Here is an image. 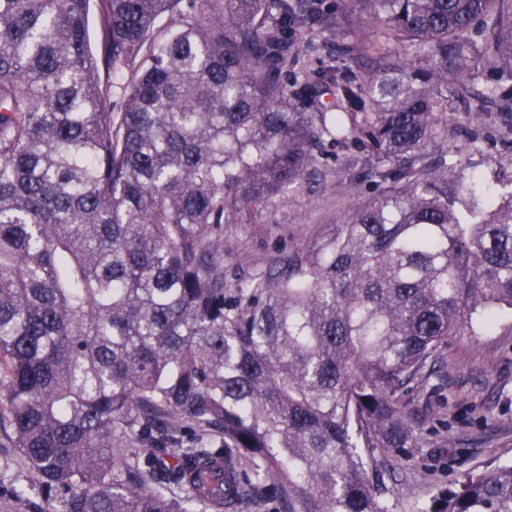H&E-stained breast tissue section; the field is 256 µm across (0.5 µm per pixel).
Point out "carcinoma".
Instances as JSON below:
<instances>
[{
    "mask_svg": "<svg viewBox=\"0 0 512 512\" xmlns=\"http://www.w3.org/2000/svg\"><path fill=\"white\" fill-rule=\"evenodd\" d=\"M366 2L413 58L288 81L298 36L340 39L345 10L0 0V387L17 447L63 492L46 512H392L380 468L425 424L402 394L449 337L512 311V190L422 153L484 71L512 82V0ZM366 106L352 132L379 194L227 287L218 227L288 192ZM181 420L224 448L171 447ZM137 425L151 447L112 440ZM422 512H512V465Z\"/></svg>",
    "mask_w": 512,
    "mask_h": 512,
    "instance_id": "carcinoma-1",
    "label": "carcinoma"
}]
</instances>
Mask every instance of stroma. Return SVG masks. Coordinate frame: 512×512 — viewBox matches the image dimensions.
Listing matches in <instances>:
<instances>
[{
	"mask_svg": "<svg viewBox=\"0 0 512 512\" xmlns=\"http://www.w3.org/2000/svg\"><path fill=\"white\" fill-rule=\"evenodd\" d=\"M351 22L342 44L303 32L302 54L319 65L367 74L375 65L380 34L363 0H345ZM348 54H341V47ZM427 158L462 162L482 187L512 188V112L487 104L469 112L453 103L425 149ZM354 142H325L319 166L306 171L301 184L272 203L245 211L222 225L224 280L232 284L281 267L298 253L334 235L355 205L379 191L368 177L355 178L360 158ZM404 400L413 409H431L426 445L407 449L395 464L388 485L394 512H420L430 497L452 489L464 472L486 463H512V316L490 331L465 328L449 338L440 369L414 385ZM45 494L14 442L5 412L0 411V512H45Z\"/></svg>",
	"mask_w": 512,
	"mask_h": 512,
	"instance_id": "obj_1",
	"label": "stroma"
}]
</instances>
